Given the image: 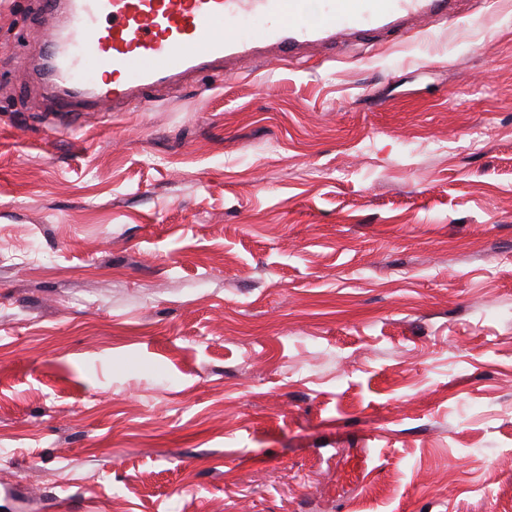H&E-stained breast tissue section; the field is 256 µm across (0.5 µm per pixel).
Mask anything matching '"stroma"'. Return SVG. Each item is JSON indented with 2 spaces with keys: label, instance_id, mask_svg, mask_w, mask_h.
I'll return each instance as SVG.
<instances>
[{
  "label": "stroma",
  "instance_id": "1",
  "mask_svg": "<svg viewBox=\"0 0 512 512\" xmlns=\"http://www.w3.org/2000/svg\"><path fill=\"white\" fill-rule=\"evenodd\" d=\"M459 9L56 133L21 68L44 13L0 0V483L30 512H512V0ZM373 470L363 448H356L345 460L338 482L351 487L358 486Z\"/></svg>",
  "mask_w": 512,
  "mask_h": 512
}]
</instances>
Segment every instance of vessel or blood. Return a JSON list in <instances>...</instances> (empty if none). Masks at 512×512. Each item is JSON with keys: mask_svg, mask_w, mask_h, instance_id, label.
<instances>
[{"mask_svg": "<svg viewBox=\"0 0 512 512\" xmlns=\"http://www.w3.org/2000/svg\"><path fill=\"white\" fill-rule=\"evenodd\" d=\"M458 0H44L46 30L39 73L55 110L121 111L202 72L226 77L263 57L276 66L303 49L345 45L368 33L406 36L452 16ZM372 467L363 449L345 460L342 484L358 486Z\"/></svg>", "mask_w": 512, "mask_h": 512, "instance_id": "1", "label": "vessel or blood"}]
</instances>
